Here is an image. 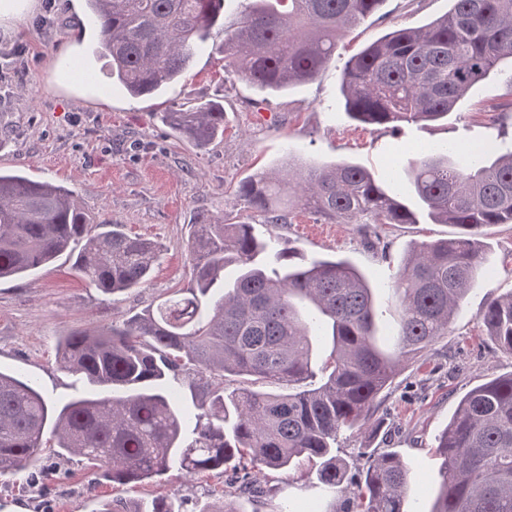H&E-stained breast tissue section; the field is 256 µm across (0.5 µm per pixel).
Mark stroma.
<instances>
[{"label": "stroma", "mask_w": 512, "mask_h": 512, "mask_svg": "<svg viewBox=\"0 0 512 512\" xmlns=\"http://www.w3.org/2000/svg\"><path fill=\"white\" fill-rule=\"evenodd\" d=\"M449 0H385L341 42L334 59L312 83L271 94L224 70L213 45L195 56L184 76L163 91L130 96L110 79L107 60L90 57L100 33L88 22L84 0H36L19 31L0 28V170L18 171L72 190L95 220L124 224L161 247L144 287L112 297L89 288L63 255L33 275L0 281V368L33 379L48 399L63 403L85 386L57 361L59 340L81 328L100 327L143 312L165 292L192 285L186 241L199 214L240 211L234 190L273 162L292 157L308 165L351 160L388 176L407 193L405 171L420 148L448 143L492 144L512 136V86L495 75L474 86L448 118L393 130L363 127L347 116L338 93L345 62L392 26L420 27L445 14ZM220 101L226 129L205 149L176 136L158 113L187 101ZM309 214L276 227L305 257L334 254L367 276L395 325L399 300L392 285L410 245L453 237L450 224H390L386 256L363 244L357 224L325 225L305 232ZM489 274L471 291L448 329L430 348L406 361L380 395L378 429H349L339 436L351 472L366 463V448L400 453L410 472L407 500L429 512L441 460L435 438L458 402L474 387L512 373V355L486 336L479 314L489 298L512 290V224L484 228ZM37 486L27 474L0 476V512H94L116 495L145 497L173 492L186 512L197 501H223L217 479L167 474L139 488L93 482L81 458L45 456ZM261 494L254 512H276L285 502L322 497L303 471L266 470L256 477Z\"/></svg>", "instance_id": "obj_1"}]
</instances>
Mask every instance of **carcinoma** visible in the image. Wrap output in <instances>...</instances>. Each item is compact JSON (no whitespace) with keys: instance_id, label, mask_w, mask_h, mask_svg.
I'll list each match as a JSON object with an SVG mask.
<instances>
[{"instance_id":"cac0c4a2","label":"carcinoma","mask_w":512,"mask_h":512,"mask_svg":"<svg viewBox=\"0 0 512 512\" xmlns=\"http://www.w3.org/2000/svg\"><path fill=\"white\" fill-rule=\"evenodd\" d=\"M100 26L94 55L133 97L183 76L224 14V0H85ZM219 46L232 72L279 92L315 81L340 38L385 0H245ZM445 15L398 27L345 63L339 90L348 116L365 125L436 122L477 83L512 60V0H449ZM156 117L199 148L224 130L218 102ZM414 203L388 178L351 162L303 167L289 158L241 181L243 210L198 215L187 241L194 287L172 291L126 321L77 329L60 341L61 367L86 391L57 404L16 372L0 370V475L40 469L44 452L79 456L93 476L143 486L170 471L224 478L257 492L266 469L310 467L329 494L348 464L336 441L369 426L380 393L402 363L448 335L468 293L488 270L483 229L512 224V148L466 153L423 148L409 165ZM327 224H452V238L413 247L395 284L402 316L379 344V309L364 274L346 259L298 257L254 225L290 224L298 211ZM74 269L115 295L144 285L157 243L122 224H101L73 192L0 171V279L51 263L71 244ZM480 321L512 355V291L491 298ZM207 374L202 413L175 402L182 377ZM195 422L193 438L185 428ZM52 439H44L45 429ZM441 459L430 512H512V373L473 388L436 445ZM401 456L369 452L353 499L327 512H409ZM177 494L114 497L96 512H182Z\"/></svg>"}]
</instances>
